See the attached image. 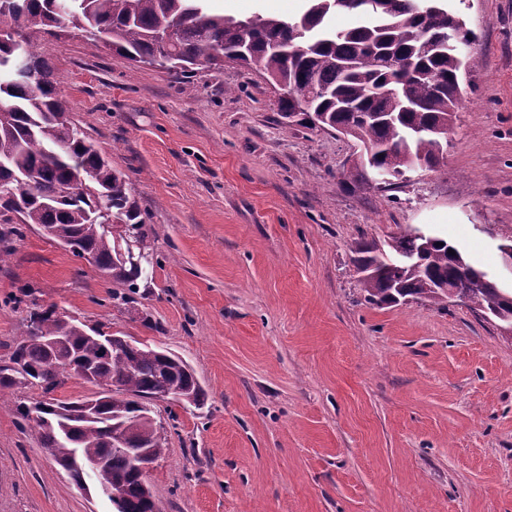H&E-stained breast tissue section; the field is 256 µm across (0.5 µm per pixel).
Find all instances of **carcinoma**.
Returning a JSON list of instances; mask_svg holds the SVG:
<instances>
[{
	"mask_svg": "<svg viewBox=\"0 0 512 512\" xmlns=\"http://www.w3.org/2000/svg\"><path fill=\"white\" fill-rule=\"evenodd\" d=\"M339 10L362 16L360 25L336 30ZM180 29L168 46L166 70L182 76L195 68L221 69L224 57L288 89L281 118L298 109L344 129L372 157L353 159L347 179L364 183L367 169L388 185L418 163L439 167L441 131L450 128L460 99L461 71L478 62L462 57L454 42L473 43L474 33L445 0H306L303 14L288 21L209 13L206 0H0V223L36 224L65 247L77 238L101 275L112 280V298L130 300L154 266L143 251L144 217L126 177L112 168L95 143L71 119L52 65L38 52L41 35L76 29L113 54L140 64L159 50V33ZM32 78L16 81L17 52ZM396 257L365 243L355 259L368 303L377 307L414 298L440 305L445 289L464 287L467 307L512 325V298L486 273L471 266L458 247L433 238L428 247L411 233L394 239ZM139 251H134V248ZM106 335L50 306L32 313L9 363L0 364V392L37 386L53 411V424L38 430L41 446L57 461L76 452L104 461L109 494L120 512H150L140 457L159 459L165 438L150 403L175 395L199 408L205 393L179 357L121 337L105 351ZM89 371L102 392L94 411L86 399L53 393L70 373ZM126 424L122 443L107 442L109 427Z\"/></svg>",
	"mask_w": 512,
	"mask_h": 512,
	"instance_id": "1",
	"label": "carcinoma"
}]
</instances>
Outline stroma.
Listing matches in <instances>:
<instances>
[{
	"mask_svg": "<svg viewBox=\"0 0 512 512\" xmlns=\"http://www.w3.org/2000/svg\"><path fill=\"white\" fill-rule=\"evenodd\" d=\"M304 0H208L292 20ZM479 67L439 171L346 186L347 137L280 122L236 65L175 77L72 33L41 41L73 121L126 175L156 262L133 303L39 226L0 239V363L31 312L172 352L202 407L153 402L159 512H512V338L460 304L364 299L358 247L419 227L512 277V0H448ZM0 396V512H113L19 428Z\"/></svg>",
	"mask_w": 512,
	"mask_h": 512,
	"instance_id": "1",
	"label": "stroma"
}]
</instances>
